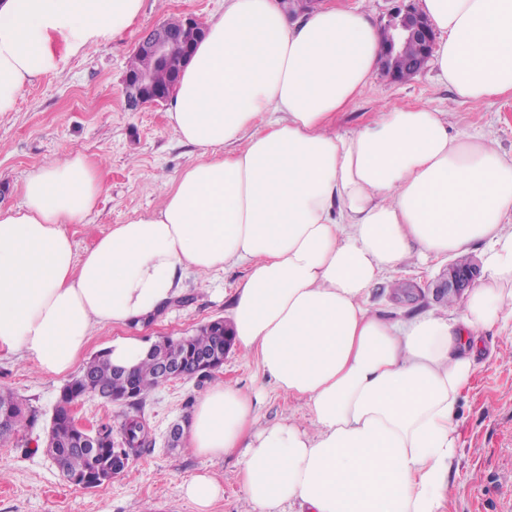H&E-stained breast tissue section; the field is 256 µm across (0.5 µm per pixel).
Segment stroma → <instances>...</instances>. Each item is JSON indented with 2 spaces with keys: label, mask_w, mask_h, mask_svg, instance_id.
<instances>
[{
  "label": "stroma",
  "mask_w": 512,
  "mask_h": 512,
  "mask_svg": "<svg viewBox=\"0 0 512 512\" xmlns=\"http://www.w3.org/2000/svg\"><path fill=\"white\" fill-rule=\"evenodd\" d=\"M223 9L224 0H143L138 31L77 56L56 49L53 68L26 89L14 111L0 114V204L21 203L24 179L33 168L78 152L97 165L102 196L84 223L67 227L77 254L92 248L112 225L155 208L165 181L198 153L169 126L166 106L128 110L122 83L128 61L141 31L186 14L204 20ZM452 97L432 64L406 81L380 77L337 116L336 129L351 132L373 113L395 107H446L451 129L486 134L512 155L511 96L481 103H456ZM448 262L445 256L425 264L409 259L380 277L369 306L399 320L446 314L447 304L435 298L430 284ZM247 273L243 265L226 266L212 276L185 272V303L170 304L139 327L95 328L84 358L119 337L135 336L148 344L161 336L192 335L216 318L230 319L231 297ZM400 283L411 285V297L397 291ZM482 340L494 346L498 356L479 371L460 408V448L446 512H512V324L483 332ZM213 382L258 394L260 426L283 421L300 408L298 401L273 389L256 356L232 350L210 382L177 380L151 390L141 415L153 445L131 457L128 468L110 482L85 489L69 483L41 446L65 378L37 370L22 355L0 353V389L22 396L37 415L34 426L0 440V512H195L181 486L202 471L224 487L210 512H245L238 467L241 449L209 458L188 446L170 448L165 443L170 425L184 422Z\"/></svg>",
  "instance_id": "stroma-1"
}]
</instances>
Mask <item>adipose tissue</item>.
Wrapping results in <instances>:
<instances>
[{
  "mask_svg": "<svg viewBox=\"0 0 512 512\" xmlns=\"http://www.w3.org/2000/svg\"><path fill=\"white\" fill-rule=\"evenodd\" d=\"M143 0H0V113L52 66L140 22ZM441 32L437 77L459 102L512 95V0H421ZM183 68L167 118L199 151L161 203L83 256L66 227L102 187L81 154L28 173L0 208V351L66 374L94 326L158 313L199 274L248 266L235 344L308 418L256 427L251 394L213 385L188 445L243 449L249 512H442L455 420L481 333L512 322V156L395 108L338 133L337 112L381 72V30L345 0L294 20L275 0H226ZM245 142L236 150L237 142ZM484 244L482 275L444 316L399 321L366 303L409 257Z\"/></svg>",
  "mask_w": 512,
  "mask_h": 512,
  "instance_id": "1",
  "label": "adipose tissue"
}]
</instances>
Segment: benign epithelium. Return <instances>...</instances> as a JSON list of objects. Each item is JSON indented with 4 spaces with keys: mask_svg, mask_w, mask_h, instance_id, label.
<instances>
[{
    "mask_svg": "<svg viewBox=\"0 0 512 512\" xmlns=\"http://www.w3.org/2000/svg\"><path fill=\"white\" fill-rule=\"evenodd\" d=\"M385 30L390 32V48L384 54L382 70L389 78L397 81L403 72L416 75L426 68L432 59L436 31L425 15L411 4L402 5L391 14ZM204 35L205 29L201 28L199 20L193 16L182 17L177 30L160 24L144 32L136 51L146 60L148 68L141 72L125 74L123 84L127 106L138 109L167 101L174 94V90L153 84L149 68L169 66L175 74H180ZM177 41L183 46V51L179 55L172 51ZM407 43L416 45V55H402L403 47ZM479 275L480 266L472 261L450 262L447 270L432 283L433 294L439 300L450 293L461 295L474 284Z\"/></svg>",
    "mask_w": 512,
    "mask_h": 512,
    "instance_id": "benign-epithelium-1",
    "label": "benign epithelium"
}]
</instances>
